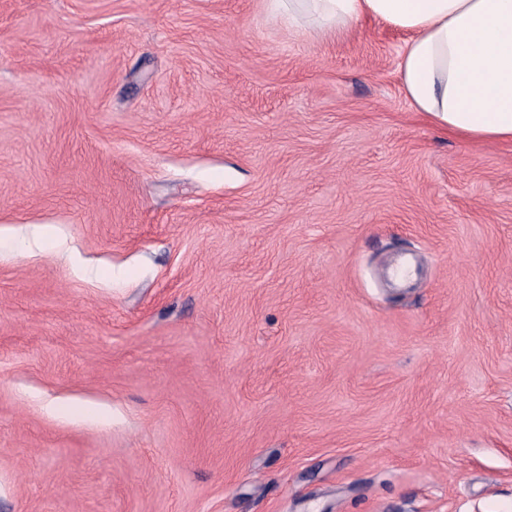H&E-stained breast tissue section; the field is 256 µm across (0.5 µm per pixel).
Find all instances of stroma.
Segmentation results:
<instances>
[{
	"label": "stroma",
	"mask_w": 512,
	"mask_h": 512,
	"mask_svg": "<svg viewBox=\"0 0 512 512\" xmlns=\"http://www.w3.org/2000/svg\"><path fill=\"white\" fill-rule=\"evenodd\" d=\"M407 39L0 0V512H512V142Z\"/></svg>",
	"instance_id": "obj_1"
}]
</instances>
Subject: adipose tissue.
<instances>
[{
  "mask_svg": "<svg viewBox=\"0 0 512 512\" xmlns=\"http://www.w3.org/2000/svg\"><path fill=\"white\" fill-rule=\"evenodd\" d=\"M297 32L345 34L363 18L410 33L406 97L437 127L512 140V0H269Z\"/></svg>",
  "mask_w": 512,
  "mask_h": 512,
  "instance_id": "adipose-tissue-1",
  "label": "adipose tissue"
}]
</instances>
